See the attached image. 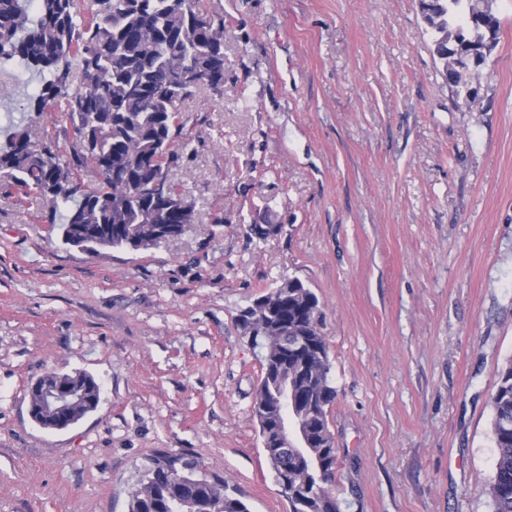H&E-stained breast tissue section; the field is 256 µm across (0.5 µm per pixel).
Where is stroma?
Wrapping results in <instances>:
<instances>
[{"instance_id": "35a3bbf8", "label": "stroma", "mask_w": 512, "mask_h": 512, "mask_svg": "<svg viewBox=\"0 0 512 512\" xmlns=\"http://www.w3.org/2000/svg\"><path fill=\"white\" fill-rule=\"evenodd\" d=\"M233 37L224 93L180 103L171 171L198 223L147 250L64 245L37 194L0 193V512H128L161 452L197 459L250 512H288L238 324L284 280L318 297L341 512H492L490 397L512 358V0L479 92L452 97L419 0H207ZM29 86L0 129L52 130ZM223 216L216 224L215 216ZM253 224H275L262 238ZM98 408L48 431L45 371ZM57 380L63 384L71 383L74 386L83 387L87 385L89 394L95 399L93 405H89L84 401L76 404L73 408V416L79 421L88 413L93 412L96 407L98 397V382L96 379L86 372L61 373L57 372Z\"/></svg>"}]
</instances>
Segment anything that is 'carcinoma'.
Returning a JSON list of instances; mask_svg holds the SVG:
<instances>
[{"label": "carcinoma", "mask_w": 512, "mask_h": 512, "mask_svg": "<svg viewBox=\"0 0 512 512\" xmlns=\"http://www.w3.org/2000/svg\"><path fill=\"white\" fill-rule=\"evenodd\" d=\"M0 0V64L19 63L43 75L29 106L38 115L57 110L69 116L80 145L60 155L49 130L34 139L15 128L0 146V191L36 192L49 204L46 221L59 226L62 240L77 238L80 224L94 248H128L133 225L141 249L157 244V228L177 235L197 223L198 212L182 187L170 181L169 197L143 192L155 177H170L188 143H176L184 128L177 103L201 88L224 93V43L230 32L224 16L204 0ZM433 33V52L443 64L448 89L464 96L469 82L452 55L493 52L501 23L488 30L474 16L473 0H420ZM96 183L85 184L89 175ZM253 310L255 332L272 325L273 349L262 363L254 415L279 407L277 378L288 373L293 386L288 422L298 424L305 444L265 448L289 512H340L325 485L336 467V448L327 412L336 398L330 384L327 344L317 318L319 300L293 282L274 288ZM63 384L98 382L86 372L57 373ZM492 434L497 448L487 493L493 512H512V359L498 374L491 396ZM129 512H249L221 478L193 459L160 454L152 459L130 494Z\"/></svg>", "instance_id": "carcinoma-1"}]
</instances>
